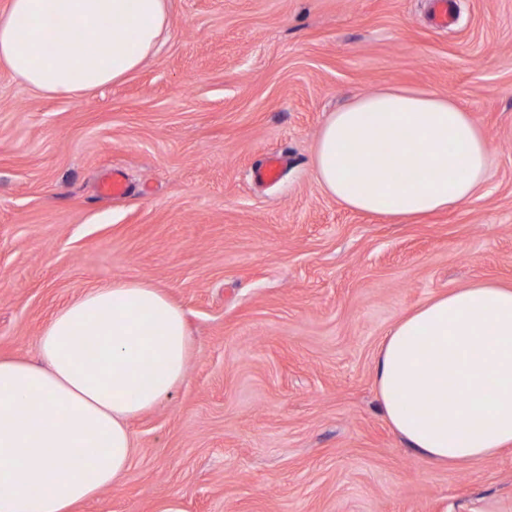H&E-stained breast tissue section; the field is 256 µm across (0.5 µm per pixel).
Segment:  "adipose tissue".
Here are the masks:
<instances>
[{
	"mask_svg": "<svg viewBox=\"0 0 512 512\" xmlns=\"http://www.w3.org/2000/svg\"><path fill=\"white\" fill-rule=\"evenodd\" d=\"M92 31L66 54L61 28ZM168 0H8L0 69L43 94L126 78L169 36ZM490 141L450 98L384 87L330 113L314 150L324 192L346 207L418 220L470 200ZM182 309L135 279L91 289L57 312L34 359L0 357V512H72L129 467L131 422L186 377ZM381 411L409 448L450 467L512 445V287L480 282L404 315L376 359Z\"/></svg>",
	"mask_w": 512,
	"mask_h": 512,
	"instance_id": "adipose-tissue-1",
	"label": "adipose tissue"
}]
</instances>
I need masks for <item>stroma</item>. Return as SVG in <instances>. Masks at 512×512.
Masks as SVG:
<instances>
[{
    "instance_id": "stroma-1",
    "label": "stroma",
    "mask_w": 512,
    "mask_h": 512,
    "mask_svg": "<svg viewBox=\"0 0 512 512\" xmlns=\"http://www.w3.org/2000/svg\"><path fill=\"white\" fill-rule=\"evenodd\" d=\"M125 79L45 95L0 69V356L116 278L160 288L186 380L135 419L127 471L75 512H512V447L413 452L375 390L379 346L428 299L512 285V0H170ZM384 86L452 97L490 140L470 200L419 222L351 211L312 157L329 112ZM277 182L255 181L267 155ZM121 168L128 193L101 175Z\"/></svg>"
}]
</instances>
